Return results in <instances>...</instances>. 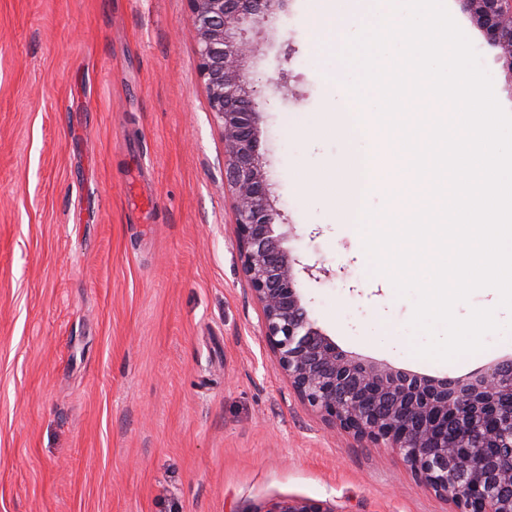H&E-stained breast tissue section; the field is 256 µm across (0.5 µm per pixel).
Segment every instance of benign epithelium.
Masks as SVG:
<instances>
[{"label": "benign epithelium", "mask_w": 512, "mask_h": 512, "mask_svg": "<svg viewBox=\"0 0 512 512\" xmlns=\"http://www.w3.org/2000/svg\"><path fill=\"white\" fill-rule=\"evenodd\" d=\"M198 71L224 139V180L233 190L242 271L263 310L262 333L298 399L333 427L396 449L416 476L448 497L453 512H512V359L477 377L432 378L344 354L302 303L297 257L260 160L255 98L243 73L241 25L277 0H187ZM485 42L500 50L512 81V0H459ZM267 512H330L284 499Z\"/></svg>", "instance_id": "obj_1"}]
</instances>
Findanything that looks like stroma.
<instances>
[{"mask_svg":"<svg viewBox=\"0 0 512 512\" xmlns=\"http://www.w3.org/2000/svg\"><path fill=\"white\" fill-rule=\"evenodd\" d=\"M284 0L245 25L260 154L313 320L346 354L430 377L411 299L353 225L299 192L342 152L305 23ZM448 11L512 113L496 49ZM242 271L224 140L187 0H0V512H451L394 449L337 434L276 369ZM269 512H330V510L316 500L288 498L274 503Z\"/></svg>","mask_w":512,"mask_h":512,"instance_id":"obj_1","label":"stroma"}]
</instances>
